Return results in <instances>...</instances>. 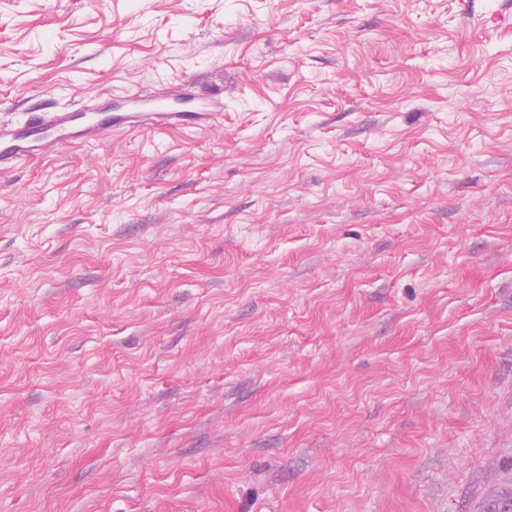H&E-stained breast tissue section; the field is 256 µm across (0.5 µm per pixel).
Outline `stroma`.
Here are the masks:
<instances>
[{
    "label": "stroma",
    "instance_id": "35a3bbf8",
    "mask_svg": "<svg viewBox=\"0 0 512 512\" xmlns=\"http://www.w3.org/2000/svg\"><path fill=\"white\" fill-rule=\"evenodd\" d=\"M198 76L0 173V512H494L512 0H0V122Z\"/></svg>",
    "mask_w": 512,
    "mask_h": 512
}]
</instances>
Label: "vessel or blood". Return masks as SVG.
<instances>
[{
  "label": "vessel or blood",
  "instance_id": "obj_1",
  "mask_svg": "<svg viewBox=\"0 0 512 512\" xmlns=\"http://www.w3.org/2000/svg\"><path fill=\"white\" fill-rule=\"evenodd\" d=\"M219 118L216 112H115L105 120L88 112L45 113L18 129L0 124V163L46 155L66 142L97 141L108 133L129 132L144 124L199 128Z\"/></svg>",
  "mask_w": 512,
  "mask_h": 512
}]
</instances>
